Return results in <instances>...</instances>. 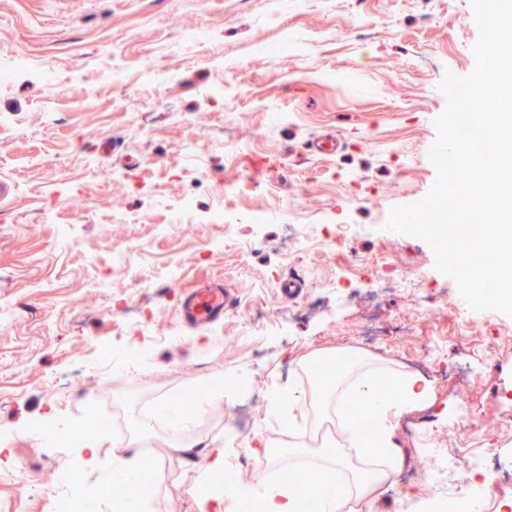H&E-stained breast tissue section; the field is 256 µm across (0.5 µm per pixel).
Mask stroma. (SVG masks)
<instances>
[{"mask_svg": "<svg viewBox=\"0 0 512 512\" xmlns=\"http://www.w3.org/2000/svg\"><path fill=\"white\" fill-rule=\"evenodd\" d=\"M276 0H0V60L32 54L30 70L0 85V512H51L56 467H73L70 446L39 427L86 421L94 401L124 411L129 450L156 466L151 512H197L207 451L195 438L241 439L240 476H276L282 461L250 454L255 437L273 448L289 435L262 424L272 385L319 339L357 335L368 310L392 337L395 356L448 340L444 366L470 364L469 379L434 384L432 405L404 414L396 433L407 456L397 496L375 512H414L447 480H415L465 402L482 412L486 447L512 458L499 420L512 411V358L484 361L483 347L512 348V316L470 311L481 334L454 339L451 311L465 307L456 283L435 268L423 239L386 230L390 211L423 199L437 179L429 146L447 99L446 73L472 72L478 41L473 0H308L304 13H277ZM212 40L172 52L185 29ZM284 113L277 126L268 111ZM334 135L335 153L308 151ZM117 139L102 152L101 139ZM191 197L194 211L179 214ZM221 208L231 221L204 224ZM269 212L266 224L246 217ZM296 214L309 243L284 252L283 221ZM329 224L357 230L325 240ZM388 259L409 287L372 298L376 264ZM314 265L298 298L279 283ZM206 278L235 299L222 323L189 331L178 320L181 289ZM145 297L141 324L126 303ZM253 327L264 353L252 355ZM141 350L136 389L113 386L111 361ZM237 385L233 402L197 413L189 429L142 434L139 391L170 394L211 380Z\"/></svg>", "mask_w": 512, "mask_h": 512, "instance_id": "1", "label": "stroma"}]
</instances>
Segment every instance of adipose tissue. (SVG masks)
Returning a JSON list of instances; mask_svg holds the SVG:
<instances>
[{
    "label": "adipose tissue",
    "instance_id": "1",
    "mask_svg": "<svg viewBox=\"0 0 512 512\" xmlns=\"http://www.w3.org/2000/svg\"><path fill=\"white\" fill-rule=\"evenodd\" d=\"M432 397L427 377L403 373L368 355L350 360L311 390L295 385L273 389L266 416L291 432L299 420L313 421L318 482L282 485L265 479L227 480L229 463L219 448L205 479L219 483L221 491L198 498V512H212L227 497L253 500L262 512H300V503L308 494L317 512H352L356 507L371 512L403 469L404 457L395 439L397 419L429 406ZM141 474L138 461L127 457L115 458L102 473L103 484L118 486L111 496L112 512H148L149 497Z\"/></svg>",
    "mask_w": 512,
    "mask_h": 512
}]
</instances>
